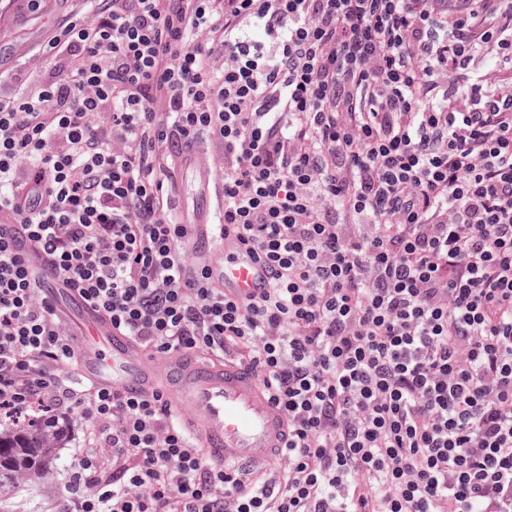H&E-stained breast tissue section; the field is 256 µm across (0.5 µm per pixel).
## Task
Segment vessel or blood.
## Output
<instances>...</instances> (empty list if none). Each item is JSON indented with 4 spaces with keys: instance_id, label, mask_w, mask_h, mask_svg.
Segmentation results:
<instances>
[{
    "instance_id": "vessel-or-blood-1",
    "label": "vessel or blood",
    "mask_w": 512,
    "mask_h": 512,
    "mask_svg": "<svg viewBox=\"0 0 512 512\" xmlns=\"http://www.w3.org/2000/svg\"><path fill=\"white\" fill-rule=\"evenodd\" d=\"M195 190L182 210L184 243L203 255L208 279L239 304L256 300L269 288L272 272L243 243L234 226L216 221L222 190L210 164L194 158ZM59 277L39 264L35 286L56 301ZM71 304L84 321L74 351L80 374L95 386L128 396H161L179 426L217 467L235 462L260 467L281 456L288 445L286 416L268 399L255 369L209 353L159 354L137 345L113 328L79 296Z\"/></svg>"
}]
</instances>
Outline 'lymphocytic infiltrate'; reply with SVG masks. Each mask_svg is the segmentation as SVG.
Returning a JSON list of instances; mask_svg holds the SVG:
<instances>
[{"label": "lymphocytic infiltrate", "instance_id": "lymphocytic-infiltrate-1", "mask_svg": "<svg viewBox=\"0 0 512 512\" xmlns=\"http://www.w3.org/2000/svg\"><path fill=\"white\" fill-rule=\"evenodd\" d=\"M86 2L0 97V212L139 344L247 361L290 434L246 481L76 384L1 224L0 412L98 433L67 512H512V0ZM204 130L274 272L245 306L169 216L160 160Z\"/></svg>", "mask_w": 512, "mask_h": 512}]
</instances>
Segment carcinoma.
<instances>
[{"instance_id": "cac0c4a2", "label": "carcinoma", "mask_w": 512, "mask_h": 512, "mask_svg": "<svg viewBox=\"0 0 512 512\" xmlns=\"http://www.w3.org/2000/svg\"><path fill=\"white\" fill-rule=\"evenodd\" d=\"M70 422L33 418L22 428H0V502L8 498L23 479L42 470L58 457Z\"/></svg>"}]
</instances>
